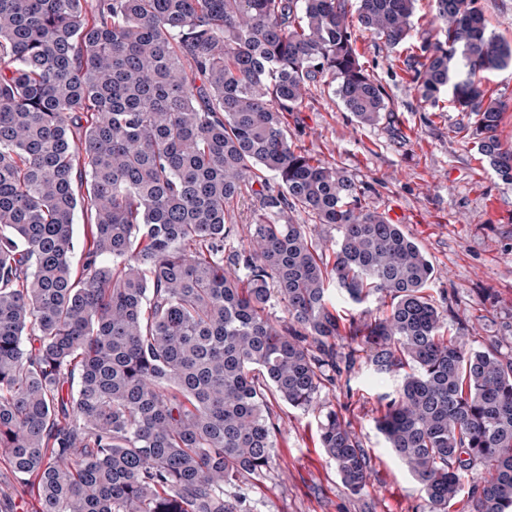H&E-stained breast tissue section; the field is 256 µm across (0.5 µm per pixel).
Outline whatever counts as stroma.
<instances>
[{"label":"stroma","mask_w":512,"mask_h":512,"mask_svg":"<svg viewBox=\"0 0 512 512\" xmlns=\"http://www.w3.org/2000/svg\"><path fill=\"white\" fill-rule=\"evenodd\" d=\"M354 38L361 64L389 95L390 112L359 126L320 86L286 113L288 140L352 175L365 205L418 244L435 268L429 292L451 333L470 337L477 348L503 339V353L512 356V185L481 160L470 135L472 115L445 99L435 106L421 100L405 48L388 49L361 32ZM483 87L507 104L497 134L512 146V66L487 74ZM401 383V375L359 362L322 392L314 409L270 400L279 425L277 466L249 487L250 512H417L419 486L376 427L387 395ZM331 410L371 458L373 475L362 495L344 488L320 445L319 425Z\"/></svg>","instance_id":"obj_1"}]
</instances>
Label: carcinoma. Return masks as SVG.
Wrapping results in <instances>:
<instances>
[{
    "mask_svg": "<svg viewBox=\"0 0 512 512\" xmlns=\"http://www.w3.org/2000/svg\"><path fill=\"white\" fill-rule=\"evenodd\" d=\"M415 10L0 0V456L39 512H247L246 487L276 465L268 398L307 411L361 353L404 373L377 428L422 512L465 490L471 512H512V358L444 336L425 254L352 177L296 151L282 121L321 83L363 126L391 111L352 27L394 49ZM433 16L443 39L406 57L419 96L473 113L480 154L512 184L505 104L482 86L512 66V42L478 0H433ZM246 192L258 213L229 252ZM301 210L338 239L314 241L290 216ZM332 280L388 309L344 323ZM273 298L289 321L265 313ZM320 442L362 494L370 459L334 411Z\"/></svg>",
    "mask_w": 512,
    "mask_h": 512,
    "instance_id": "obj_1",
    "label": "carcinoma"
}]
</instances>
